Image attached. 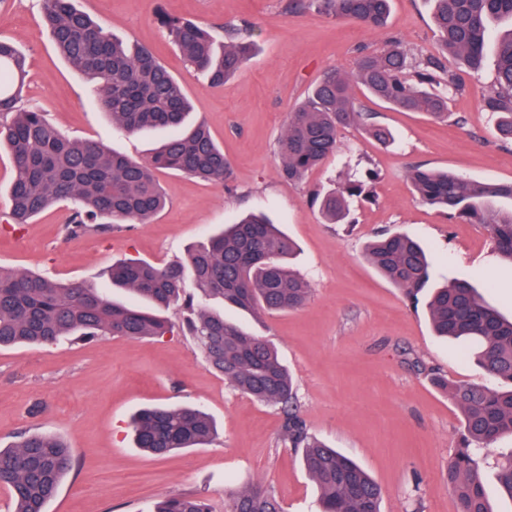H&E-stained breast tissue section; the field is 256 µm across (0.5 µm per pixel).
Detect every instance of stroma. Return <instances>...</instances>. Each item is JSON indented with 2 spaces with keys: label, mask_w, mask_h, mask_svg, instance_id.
Segmentation results:
<instances>
[{
  "label": "stroma",
  "mask_w": 512,
  "mask_h": 512,
  "mask_svg": "<svg viewBox=\"0 0 512 512\" xmlns=\"http://www.w3.org/2000/svg\"><path fill=\"white\" fill-rule=\"evenodd\" d=\"M290 0H76L78 8L127 44L153 48L193 104L191 122L205 123L231 165L213 185L162 170L167 204L150 223L108 236L65 239L69 203H58L13 231L0 228V268L48 279L85 280L111 290L113 263L139 258L164 266L183 260L237 213L262 211L298 245L291 266L311 285L296 311L257 317L227 311L273 343L293 377L297 415L310 434L352 457L379 484L381 512H456L448 464L458 448L463 415L448 392L455 385L496 386L467 351L468 343L435 336L426 294L410 299L364 256L376 233L398 230L420 240L434 258L432 284L452 277L485 286L489 302H512V268L501 263L483 226L464 224L422 203L410 179L418 166L448 169L484 182L512 181V148L503 147L480 94L493 82L496 57L486 49L479 71L442 54L429 0H393L385 29L369 31ZM213 28L248 22L257 44L241 70L212 87L193 71L157 14ZM398 38L410 55L440 57L460 76L448 115L401 112L353 94L393 136L382 145L361 130L343 129L339 145L302 182L279 175L274 144L292 109L332 67L352 70L360 51ZM0 38L26 55L24 102L46 112L71 138H95L145 162L162 132L126 134L98 107L82 74L63 59L41 18V0H0ZM363 180L351 221L324 223L316 195L345 178ZM447 379L434 385L432 375ZM152 404H193L214 420L217 440L203 448L154 457L134 448L130 416ZM280 407L257 402L212 372L188 333L142 339L103 336L50 346L0 348V446L28 428L71 444L75 465L47 512H147L172 495L207 498L224 512L228 494L259 482L285 512H316L318 491L282 435ZM512 453L505 436L482 454L493 512H512L498 490L497 465Z\"/></svg>",
  "instance_id": "obj_1"
}]
</instances>
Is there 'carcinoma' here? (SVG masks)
Wrapping results in <instances>:
<instances>
[{"mask_svg":"<svg viewBox=\"0 0 512 512\" xmlns=\"http://www.w3.org/2000/svg\"><path fill=\"white\" fill-rule=\"evenodd\" d=\"M315 4L327 15L369 30L385 26L391 0H291V7ZM443 50L480 68L489 24L512 23V0H432ZM43 22L55 46L92 83L100 108L112 125L128 134L166 129L170 136L147 162L110 151L93 138L71 139L35 107L22 105L25 55L0 39V145L12 156L14 178L8 224L22 226L45 209L68 202L63 231L75 239L90 233L120 232L145 224L165 204L155 178L173 170L210 184L231 176L224 150L202 123L187 124L191 103L180 82L145 46L132 47L113 36L73 0H42ZM185 61L214 86L235 75L254 47L246 24L220 35L194 21L159 15ZM436 58H412L401 41L390 39L375 52L361 53L352 71L330 68L296 107L275 144L279 174L299 183L335 155L338 133L355 126L381 143L391 133L352 94V83L395 108L445 116L450 96L465 90L455 74L442 80ZM482 108L497 118L502 142H512V28L500 38L495 77L482 93ZM420 199L448 210L468 224L487 227L500 258L512 266V182L488 183L451 172L417 167L410 173ZM363 184L347 180L325 194L319 210L330 224L349 214L348 200ZM294 241L262 214H247L191 247L186 261L158 267L140 259L112 265V286L167 308L180 303L190 336L211 369L235 390L281 407L286 414L282 441L301 449V462L319 491L320 512H380L381 488L354 460L311 436L291 408L297 393L276 348L224 318L222 304L252 315L298 309L310 285L284 264ZM368 262L387 280L415 297L430 277L424 247L401 232H383L367 246ZM427 307L436 335L469 339L480 364L509 389L481 385L450 388L463 414L459 448L448 465V483L458 512H492L480 466V451L512 436V318L490 305L468 280L453 278L431 294ZM173 330L165 317L106 296L86 282L63 284L28 271L0 268V346L53 344L65 336L139 339ZM136 447L154 456L213 441L212 419L193 406L157 405L139 410L130 423ZM75 463L66 442L30 429L8 448L0 447V485L8 487L12 512H47L46 507ZM500 491L512 500V456L498 469ZM153 512H212L208 499L176 495ZM225 512H283L276 495L252 483L231 497Z\"/></svg>","mask_w":512,"mask_h":512,"instance_id":"1","label":"carcinoma"}]
</instances>
